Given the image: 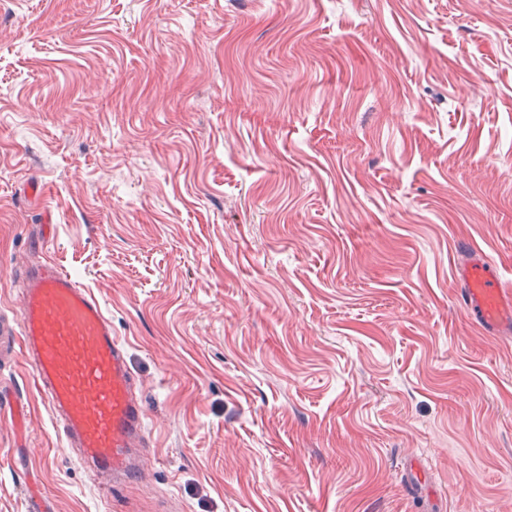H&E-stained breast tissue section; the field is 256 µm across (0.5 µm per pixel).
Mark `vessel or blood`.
Returning <instances> with one entry per match:
<instances>
[{"mask_svg":"<svg viewBox=\"0 0 512 512\" xmlns=\"http://www.w3.org/2000/svg\"><path fill=\"white\" fill-rule=\"evenodd\" d=\"M463 251L456 268L463 311L485 332L511 335L512 289L480 248L469 244ZM17 306L18 317L0 315V335L17 340L65 445L81 466L106 475L110 488L135 482L146 415L126 347L101 299L45 259L28 271Z\"/></svg>","mask_w":512,"mask_h":512,"instance_id":"obj_1","label":"vessel or blood"}]
</instances>
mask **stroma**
Listing matches in <instances>:
<instances>
[{"mask_svg":"<svg viewBox=\"0 0 512 512\" xmlns=\"http://www.w3.org/2000/svg\"><path fill=\"white\" fill-rule=\"evenodd\" d=\"M464 242L512 287V0H0V310L92 288L151 451L102 506L1 337L0 512H512Z\"/></svg>","mask_w":512,"mask_h":512,"instance_id":"obj_1","label":"stroma"}]
</instances>
